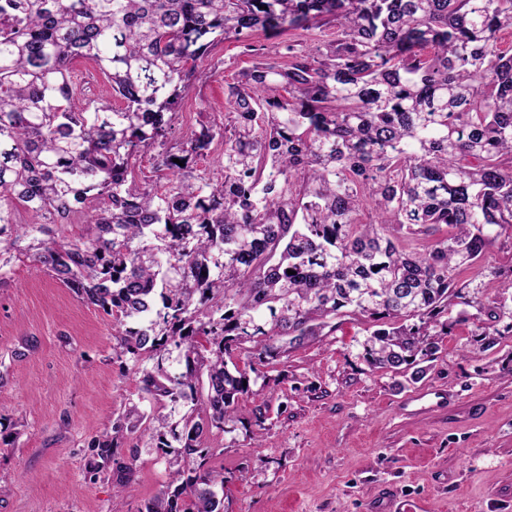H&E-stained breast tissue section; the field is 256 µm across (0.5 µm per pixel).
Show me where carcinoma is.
Masks as SVG:
<instances>
[{"label":"carcinoma","instance_id":"carcinoma-1","mask_svg":"<svg viewBox=\"0 0 512 512\" xmlns=\"http://www.w3.org/2000/svg\"><path fill=\"white\" fill-rule=\"evenodd\" d=\"M286 28L333 36L288 45L283 65L260 57L228 87L224 129L166 150L211 46ZM508 29L512 0H0V253L111 316L116 353L155 361L144 392L189 407L180 429L135 409L92 444L99 474L145 421L156 447L178 442L176 486L137 512H224L205 460L250 390L235 354L265 363L359 314L376 326L368 366L418 380L441 318L480 304L465 273L512 241ZM78 60L120 105L76 100ZM217 138V172H196ZM158 148L161 193L128 178ZM21 208L39 222L16 223ZM76 213L84 234L50 236Z\"/></svg>","mask_w":512,"mask_h":512}]
</instances>
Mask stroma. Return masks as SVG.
Wrapping results in <instances>:
<instances>
[{
  "mask_svg": "<svg viewBox=\"0 0 512 512\" xmlns=\"http://www.w3.org/2000/svg\"><path fill=\"white\" fill-rule=\"evenodd\" d=\"M295 31L249 44L218 43L199 69L169 145L201 125H223L224 91L251 68L252 48L286 61ZM0 280V512H137L169 481L174 451L144 430L124 438L115 466L133 479L88 471L90 446L131 408L149 412L129 357H117L111 317L86 305L45 267L11 260ZM486 315L451 323L417 381L374 370L362 343L371 322L337 318L326 336L258 366L223 430L209 469L224 475V512H512V323ZM442 402L420 414L399 406L418 391Z\"/></svg>",
  "mask_w": 512,
  "mask_h": 512,
  "instance_id": "1",
  "label": "stroma"
}]
</instances>
